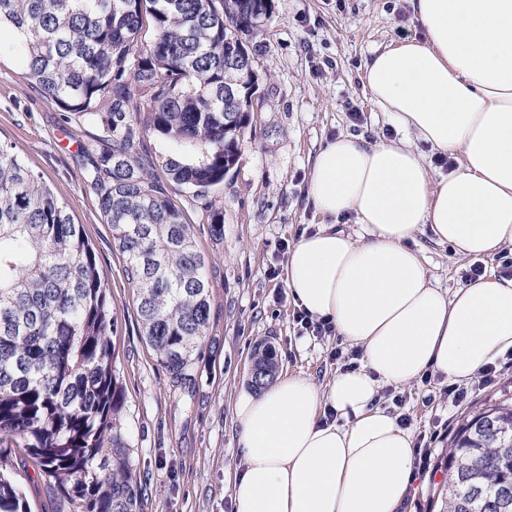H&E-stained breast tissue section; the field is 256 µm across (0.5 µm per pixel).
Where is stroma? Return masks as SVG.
<instances>
[{
	"label": "stroma",
	"instance_id": "obj_1",
	"mask_svg": "<svg viewBox=\"0 0 512 512\" xmlns=\"http://www.w3.org/2000/svg\"><path fill=\"white\" fill-rule=\"evenodd\" d=\"M273 14L256 57L258 87L239 158L214 193L224 204V238L214 240L200 203L179 197L212 286L209 339L191 381L176 384L141 334L136 294L112 240L98 197L85 181L87 152L97 148L100 125L52 105L35 91L12 53L9 29L0 30V146L42 178L80 224L108 279L118 315L115 365L125 392L123 422L145 488V512H234L233 477L242 469L234 405L250 387L251 353L269 344L278 372L326 388L336 374L361 366L363 352L341 336L302 333L297 307L282 277L288 253L323 218L307 195L313 160L328 141L367 143L398 133L374 105L363 83L371 53L425 33L409 0H273ZM412 247L427 272L448 291L467 283L471 257L419 230ZM455 399L448 383L428 371L401 387H384L379 406L403 421L415 444L431 451L415 475L400 512H437L429 489L440 481L441 454L473 407L512 398V355L495 365V379H472ZM8 474L31 512H58L60 500L33 464L11 456Z\"/></svg>",
	"mask_w": 512,
	"mask_h": 512
}]
</instances>
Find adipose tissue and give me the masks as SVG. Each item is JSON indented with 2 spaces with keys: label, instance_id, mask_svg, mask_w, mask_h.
<instances>
[{
  "label": "adipose tissue",
  "instance_id": "adipose-tissue-1",
  "mask_svg": "<svg viewBox=\"0 0 512 512\" xmlns=\"http://www.w3.org/2000/svg\"><path fill=\"white\" fill-rule=\"evenodd\" d=\"M426 32L375 51L364 84L400 137H338L308 195L327 224L291 248L285 284L312 318L360 346L361 368L327 389L285 375L235 403L244 466L235 512H398L414 438L375 403L425 371L465 382L512 353V279L447 292L410 241L421 226L468 256L512 245V0H410ZM454 157L432 172L422 146ZM351 215L353 239L333 218ZM333 412L334 422L323 421Z\"/></svg>",
  "mask_w": 512,
  "mask_h": 512
}]
</instances>
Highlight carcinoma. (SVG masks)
Wrapping results in <instances>:
<instances>
[{
  "label": "carcinoma",
  "instance_id": "obj_1",
  "mask_svg": "<svg viewBox=\"0 0 512 512\" xmlns=\"http://www.w3.org/2000/svg\"><path fill=\"white\" fill-rule=\"evenodd\" d=\"M272 0H0V28L41 96L102 125L87 170L112 239L125 256L143 336L172 380L188 377L208 339L207 259L171 195L204 200L211 236L224 238V206L209 198L237 163L244 111L224 118V58L250 53ZM154 35L135 48L146 20ZM110 109L99 112V101ZM135 109V113L127 109ZM191 154L162 161L155 183L141 137ZM118 318L97 257L51 190L0 147V445L20 449L73 512H143L144 487L120 415L125 394L111 336ZM251 386L277 366L253 351ZM512 403L482 404L462 419L433 486L443 512H512ZM0 462V512H28Z\"/></svg>",
  "mask_w": 512,
  "mask_h": 512
}]
</instances>
